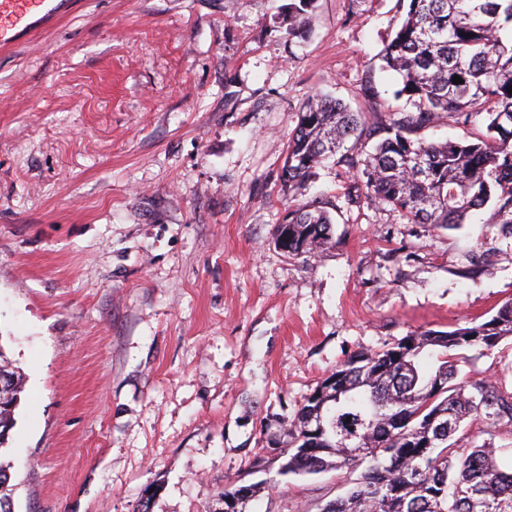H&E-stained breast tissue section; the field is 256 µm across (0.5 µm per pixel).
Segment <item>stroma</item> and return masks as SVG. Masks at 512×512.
Here are the masks:
<instances>
[{"label":"stroma","mask_w":512,"mask_h":512,"mask_svg":"<svg viewBox=\"0 0 512 512\" xmlns=\"http://www.w3.org/2000/svg\"><path fill=\"white\" fill-rule=\"evenodd\" d=\"M0 48V344L24 390L0 462L14 512H321L347 471L279 473L305 398L351 355L411 330L483 322L512 298V236L484 207L457 229L412 224L328 161L298 203H330L332 243L276 244L279 176L309 94L368 125L412 111L379 54L402 0H74ZM442 115L428 142L473 141ZM470 374L512 390V337ZM512 426L482 417L457 445ZM315 0H289L283 12L282 22L286 24L288 39L301 35L306 15L313 7Z\"/></svg>","instance_id":"1"}]
</instances>
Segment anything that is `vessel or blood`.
<instances>
[{
  "mask_svg": "<svg viewBox=\"0 0 512 512\" xmlns=\"http://www.w3.org/2000/svg\"><path fill=\"white\" fill-rule=\"evenodd\" d=\"M70 0H0V46H9L69 13Z\"/></svg>",
  "mask_w": 512,
  "mask_h": 512,
  "instance_id": "b4317fda",
  "label": "vessel or blood"
}]
</instances>
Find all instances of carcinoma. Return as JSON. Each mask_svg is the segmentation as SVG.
I'll return each mask as SVG.
<instances>
[{"instance_id": "carcinoma-1", "label": "carcinoma", "mask_w": 512, "mask_h": 512, "mask_svg": "<svg viewBox=\"0 0 512 512\" xmlns=\"http://www.w3.org/2000/svg\"><path fill=\"white\" fill-rule=\"evenodd\" d=\"M315 0H289L288 38L301 35ZM382 60L401 77L396 94L417 111L387 126L323 95H310L288 141L280 180L295 197L324 160L351 137L375 140L357 164L370 197L414 224L450 228L495 203L491 223L512 234V0H408L406 18ZM463 79L460 84L453 77ZM488 112L475 141L426 142L417 130L444 113ZM276 242L290 256H312L332 240L326 206L290 205ZM512 337V299L488 320L452 331L411 330L391 346L349 357L299 408L283 475L367 467L323 512H512V471L483 443L453 458L464 422L512 424V394L461 374L469 353ZM0 449L8 443L23 378L0 347ZM0 512H14L9 468L0 463Z\"/></svg>"}]
</instances>
